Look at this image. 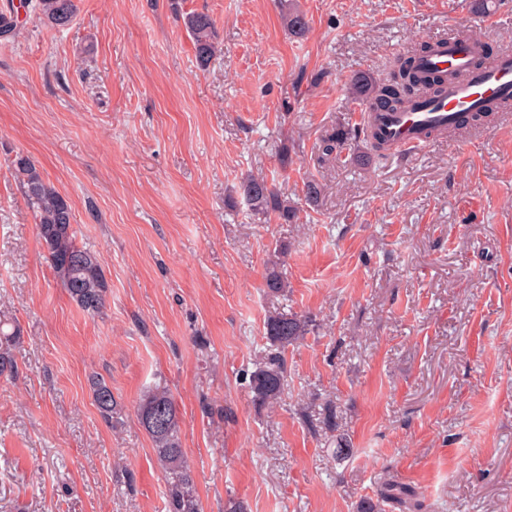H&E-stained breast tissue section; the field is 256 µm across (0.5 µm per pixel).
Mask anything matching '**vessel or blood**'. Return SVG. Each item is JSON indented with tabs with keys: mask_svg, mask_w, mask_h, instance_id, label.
Returning <instances> with one entry per match:
<instances>
[{
	"mask_svg": "<svg viewBox=\"0 0 512 512\" xmlns=\"http://www.w3.org/2000/svg\"><path fill=\"white\" fill-rule=\"evenodd\" d=\"M435 46L434 53L420 58L421 70L428 75L452 71L456 80L411 109L376 115L377 131L404 155L430 146L432 132L457 128L464 114L512 108V51H499L491 61L481 62V40L453 23Z\"/></svg>",
	"mask_w": 512,
	"mask_h": 512,
	"instance_id": "b4317fda",
	"label": "vessel or blood"
}]
</instances>
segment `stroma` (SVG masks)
Wrapping results in <instances>:
<instances>
[{"label": "stroma", "instance_id": "stroma-1", "mask_svg": "<svg viewBox=\"0 0 512 512\" xmlns=\"http://www.w3.org/2000/svg\"><path fill=\"white\" fill-rule=\"evenodd\" d=\"M12 4L0 39V317L20 328L0 376V512H167L136 409L176 400L203 512H512V112L413 156L345 163L321 138L354 123L355 73L456 20L500 49L512 0H77L72 24ZM308 22L291 36L289 9ZM204 12L216 55L196 61L182 14ZM28 155L73 211L108 282L101 313L61 287L19 184ZM289 164H282V156ZM259 174L297 223L254 216ZM321 187L317 205L304 186ZM283 296L269 294L276 245ZM309 316L288 346L275 411L249 377L270 312ZM110 386L112 421L91 381Z\"/></svg>", "mask_w": 512, "mask_h": 512}]
</instances>
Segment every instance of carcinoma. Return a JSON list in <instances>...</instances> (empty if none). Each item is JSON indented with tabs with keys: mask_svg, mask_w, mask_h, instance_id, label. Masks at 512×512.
<instances>
[{
	"mask_svg": "<svg viewBox=\"0 0 512 512\" xmlns=\"http://www.w3.org/2000/svg\"><path fill=\"white\" fill-rule=\"evenodd\" d=\"M32 8L37 18L45 25L63 28L73 21L76 0H34ZM183 24L191 33L196 58L200 66L206 67L216 53L215 27L211 17L202 12H190L182 16ZM288 30L297 37L307 32L304 16L290 11L285 18ZM431 48L422 44L419 48L399 56L391 66L386 78L377 82L359 74L350 82V94L358 101L369 104V108H384L392 111L404 110L414 105L422 94L438 93L456 74L440 72L424 76L417 69L416 58ZM362 133L370 142L376 157L386 156L389 147L376 132L368 128H342L321 139L322 154L328 159H340L345 143ZM13 173L23 189L26 202L32 209L38 237L47 251V258L60 280L79 307L89 313H98L104 307L107 283L95 253L78 245L72 224L71 207L66 198L54 186L46 182L33 161L22 154L12 160ZM241 194L249 209L256 215L279 224H292L297 219V207L291 200L279 195L263 176L249 175L240 186ZM265 282L269 292L282 295L288 288L280 263L272 261L266 267ZM308 331V320L303 315L275 311L268 315L265 334L277 347L285 349L298 342ZM17 330L0 332V375L14 368L12 352ZM286 366L279 355L272 356L265 366L250 377V391L255 404L272 409L276 407L284 390ZM94 401L101 415L108 419L116 410L112 390L102 379L91 384ZM163 411L164 423L159 428L146 424L147 414ZM138 423L151 437L156 449L157 461L166 473L167 512H202L196 496L194 480L181 445L178 429V408L172 394L161 387L150 391L137 408Z\"/></svg>",
	"mask_w": 512,
	"mask_h": 512,
	"instance_id": "1",
	"label": "carcinoma"
}]
</instances>
